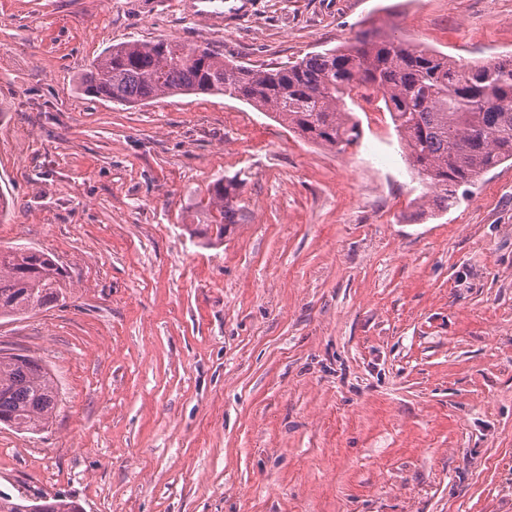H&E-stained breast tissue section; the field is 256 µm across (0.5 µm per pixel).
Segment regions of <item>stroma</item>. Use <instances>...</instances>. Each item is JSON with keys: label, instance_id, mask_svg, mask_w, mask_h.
Here are the masks:
<instances>
[{"label": "stroma", "instance_id": "stroma-1", "mask_svg": "<svg viewBox=\"0 0 512 512\" xmlns=\"http://www.w3.org/2000/svg\"><path fill=\"white\" fill-rule=\"evenodd\" d=\"M206 15H199V8ZM512 56V0H0V248L50 252L64 303L0 318L62 402L0 427V491L84 512H512V162L444 213L388 113L335 153L224 95H83L109 47L252 67L365 27ZM239 222L185 232L218 179Z\"/></svg>", "mask_w": 512, "mask_h": 512}]
</instances>
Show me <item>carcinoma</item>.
I'll use <instances>...</instances> for the list:
<instances>
[{
    "mask_svg": "<svg viewBox=\"0 0 512 512\" xmlns=\"http://www.w3.org/2000/svg\"><path fill=\"white\" fill-rule=\"evenodd\" d=\"M84 94L134 106L175 95L222 94L259 109L299 138L335 152L358 144L359 121L348 102L376 101L389 114L422 197L441 210L512 160V57L459 64L448 55L379 27L284 66L254 69L207 46L173 39L114 45L82 73ZM238 185L219 180L186 225L206 246L224 243L238 223ZM70 292L68 273L33 247L0 250V317L54 306ZM59 390L42 361L0 350V426L37 434L53 422ZM0 512H83L70 496L0 491Z\"/></svg>",
    "mask_w": 512,
    "mask_h": 512,
    "instance_id": "1",
    "label": "carcinoma"
}]
</instances>
